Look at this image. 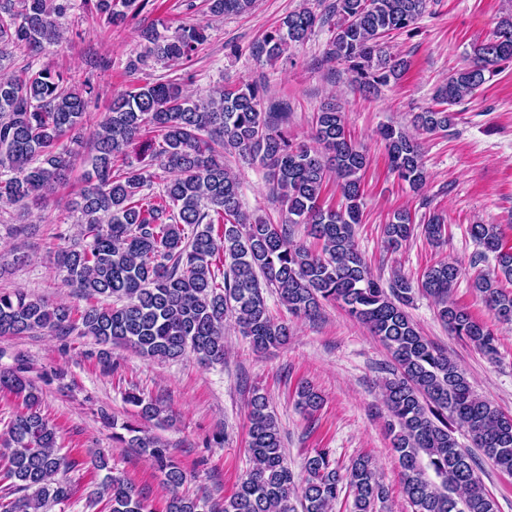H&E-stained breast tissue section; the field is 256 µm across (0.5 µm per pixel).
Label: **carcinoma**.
Wrapping results in <instances>:
<instances>
[{
  "label": "carcinoma",
  "instance_id": "cac0c4a2",
  "mask_svg": "<svg viewBox=\"0 0 512 512\" xmlns=\"http://www.w3.org/2000/svg\"><path fill=\"white\" fill-rule=\"evenodd\" d=\"M150 0H0V70L15 52L30 57L65 39L63 20L82 9L107 28H121ZM215 17L249 11L254 0H207ZM427 0H335L318 13L303 7L288 14L254 47L257 60L271 62L328 26L325 56L347 65L363 93L399 79L408 61L392 55L385 38L412 30ZM140 50L127 72L154 64L192 59L209 38L208 25L183 22L169 33L151 26L140 32ZM512 60V18L497 22L492 37L475 46L467 64L436 94L441 109L415 113L413 124L445 131L455 124L449 107L471 97ZM263 83L220 85L204 97L183 90L181 79L132 85L112 98L105 115L90 122L88 107L99 98L93 75L75 76L30 64L0 79V202L23 212L47 206L67 184L77 161L90 165L84 186L71 199L80 214V237H55L49 254L65 281L87 297L111 300L73 311L20 290H0V336L46 331L54 336H91L103 346L99 359L110 365L107 346L125 344L141 355L177 360L188 353L204 363L224 361V318L235 316L242 335L257 351L288 344V322L274 318L264 291H275L295 318L316 319L324 305L339 304L366 325L390 353L396 370L382 383L403 491L413 512H495L472 453L460 448L456 429L500 471L512 475V415L477 395L465 372L447 352L421 334L407 312L415 290L436 299L448 331L469 341L484 356L498 353L491 325L475 319L451 299L461 274L453 262L431 266L418 283L394 273L388 285L371 274L355 242L361 223L362 171L367 153L351 140L344 115L334 104L315 113V147L288 131V105L261 108ZM390 169L419 189L426 180L419 143L392 127L381 129ZM135 160H129L130 151ZM247 157L267 170L272 192L288 223L252 222L241 210L236 177L224 167V153ZM122 167H116L117 162ZM170 177L152 190L149 168ZM340 191L341 207L325 201L329 185ZM306 224L315 246L294 238L289 225ZM416 229L407 209L383 227L387 247L396 249ZM421 232L441 240L446 225L428 216ZM469 235L495 254L497 271L472 284L494 321L512 323V247L504 248L499 225L472 224ZM22 366L0 370V391L23 398L25 411L7 425L8 478L17 497L0 500V512H47L72 496L60 475L78 460L58 447L56 427L40 411L39 389ZM126 401L137 419L112 425V440L148 456L172 490L165 512H332L344 491L352 512H373L387 497L374 465L357 457L344 469L323 448L304 459L306 478L297 484L289 469L279 426L267 396L255 389L249 400L248 450L252 466L224 505L177 493L187 473L166 445L143 424L159 418V402L136 392ZM111 450L101 449L93 469L106 471L96 495L109 512H147L144 498L109 468ZM441 479L426 478L421 456Z\"/></svg>",
  "mask_w": 512,
  "mask_h": 512
}]
</instances>
